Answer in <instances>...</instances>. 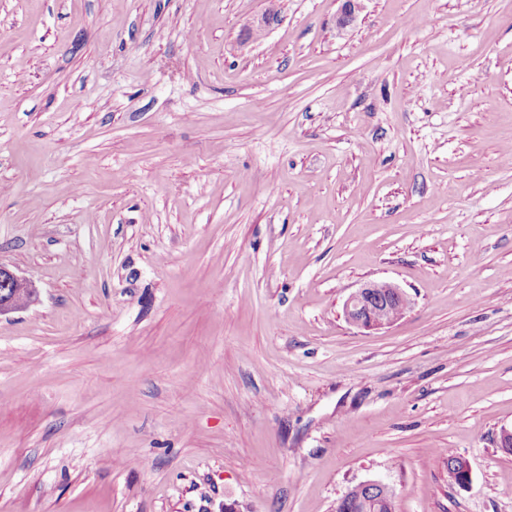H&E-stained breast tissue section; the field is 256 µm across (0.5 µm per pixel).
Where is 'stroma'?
<instances>
[{"label":"stroma","mask_w":512,"mask_h":512,"mask_svg":"<svg viewBox=\"0 0 512 512\" xmlns=\"http://www.w3.org/2000/svg\"><path fill=\"white\" fill-rule=\"evenodd\" d=\"M343 5L0 0V512H512V0ZM34 296L28 280L0 263V316L26 307ZM410 305L411 299L397 285L370 281L349 294L343 304V312L350 324L371 330L394 323ZM336 512H394V504L376 488H354L336 505Z\"/></svg>","instance_id":"1"}]
</instances>
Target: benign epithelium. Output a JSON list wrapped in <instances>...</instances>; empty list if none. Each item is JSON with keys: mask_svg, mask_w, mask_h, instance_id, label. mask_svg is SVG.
Instances as JSON below:
<instances>
[{"mask_svg": "<svg viewBox=\"0 0 512 512\" xmlns=\"http://www.w3.org/2000/svg\"><path fill=\"white\" fill-rule=\"evenodd\" d=\"M34 296L28 280L0 263V316L29 305ZM410 305L411 299L397 285L370 281L349 294L343 312L350 324L371 330L394 323Z\"/></svg>", "mask_w": 512, "mask_h": 512, "instance_id": "obj_1", "label": "benign epithelium"}]
</instances>
